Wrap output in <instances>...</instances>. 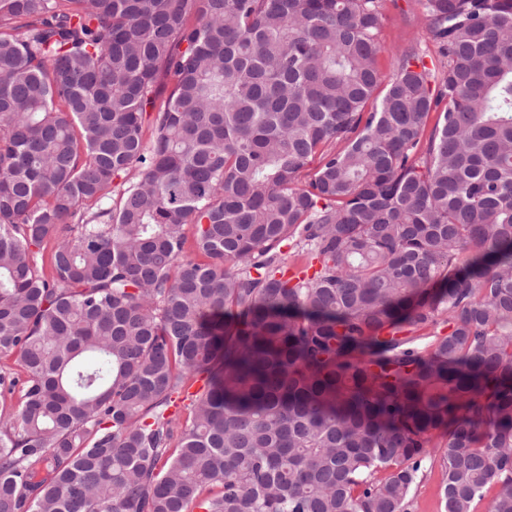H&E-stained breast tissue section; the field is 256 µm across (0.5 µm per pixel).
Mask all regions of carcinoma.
I'll use <instances>...</instances> for the list:
<instances>
[{
	"label": "carcinoma",
	"instance_id": "obj_1",
	"mask_svg": "<svg viewBox=\"0 0 512 512\" xmlns=\"http://www.w3.org/2000/svg\"><path fill=\"white\" fill-rule=\"evenodd\" d=\"M422 6L436 90L384 0H0V512H512V0ZM419 1L386 0V21L380 34L385 51L380 59V72L385 82L394 69V51L414 44L424 56L427 66L432 69L434 78H431V86L435 90L443 74V60L437 46L429 38ZM441 470L439 463L428 468L427 476L419 485L411 506V512H443L440 497Z\"/></svg>",
	"mask_w": 512,
	"mask_h": 512
}]
</instances>
